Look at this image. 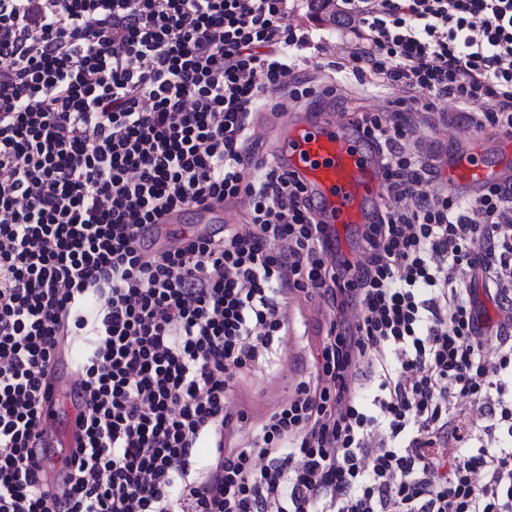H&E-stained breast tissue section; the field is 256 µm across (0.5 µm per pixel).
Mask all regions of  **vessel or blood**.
Here are the masks:
<instances>
[{"label":"vessel or blood","mask_w":512,"mask_h":512,"mask_svg":"<svg viewBox=\"0 0 512 512\" xmlns=\"http://www.w3.org/2000/svg\"><path fill=\"white\" fill-rule=\"evenodd\" d=\"M275 158L306 186L319 221L327 224L330 233L375 221L385 195L379 150L361 139L350 121L334 123L304 110L292 112L278 136ZM450 167L448 190L460 197L474 198L503 179L500 172L470 154L456 155ZM225 221L220 206L173 211L151 235L155 248L161 249L171 239L172 225L190 224L196 233L207 234ZM58 358V373L44 386L40 436L32 450L50 475L72 464V451L83 435V399L74 386V356L70 349L62 348Z\"/></svg>","instance_id":"vessel-or-blood-1"}]
</instances>
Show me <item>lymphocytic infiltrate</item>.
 I'll return each mask as SVG.
<instances>
[{
  "label": "lymphocytic infiltrate",
  "mask_w": 512,
  "mask_h": 512,
  "mask_svg": "<svg viewBox=\"0 0 512 512\" xmlns=\"http://www.w3.org/2000/svg\"><path fill=\"white\" fill-rule=\"evenodd\" d=\"M331 4L345 69L407 94L353 120L389 200L355 263L247 146L268 89L335 92L299 74L291 0H0V512H512V315L487 330L462 286L512 306V181L462 200L407 147L441 98L512 131V0ZM243 198V225L147 249L168 212ZM288 293L337 316L228 447ZM76 336L84 436L52 486L29 446Z\"/></svg>",
  "instance_id": "obj_1"
}]
</instances>
